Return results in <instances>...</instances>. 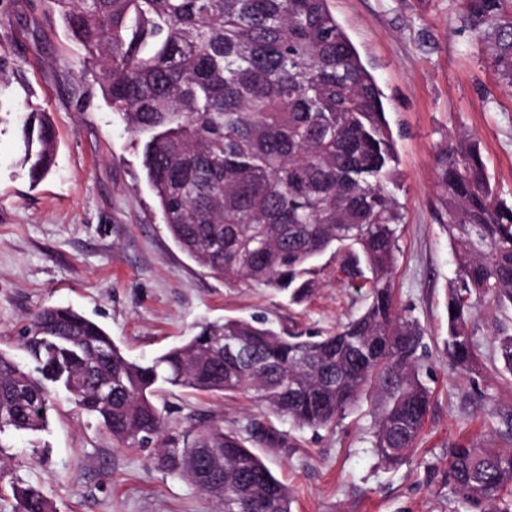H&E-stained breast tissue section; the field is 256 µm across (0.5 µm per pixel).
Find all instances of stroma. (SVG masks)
Wrapping results in <instances>:
<instances>
[{
    "label": "stroma",
    "instance_id": "1",
    "mask_svg": "<svg viewBox=\"0 0 512 512\" xmlns=\"http://www.w3.org/2000/svg\"><path fill=\"white\" fill-rule=\"evenodd\" d=\"M330 8L385 95L397 141L403 214L392 281L397 306L424 331L418 371L431 391L423 434L405 462L372 451L369 401L335 426L297 429L251 395L224 397L166 387L173 427L213 423L249 435L273 426L285 444L250 442L290 488L292 512H471L444 478L448 446L493 438L512 409V378L493 369L496 312L480 305L474 376L448 370V288L455 265L437 210L434 153L448 135L481 139L487 170L512 201V91L498 88L480 48L454 21L456 0H330ZM49 115L57 136L52 170L31 181L18 127L27 112ZM142 141L105 103L97 74L44 0H0V351L21 355L19 336L47 306L72 307L99 323L131 358L148 362L227 318L259 316L274 327L324 336L367 302L358 279L326 252L302 302L248 278L211 274L169 235L142 166ZM155 448H125L99 421L55 398L49 427L16 433L0 452V512L13 490L40 488L56 512H219L189 481L155 463Z\"/></svg>",
    "mask_w": 512,
    "mask_h": 512
}]
</instances>
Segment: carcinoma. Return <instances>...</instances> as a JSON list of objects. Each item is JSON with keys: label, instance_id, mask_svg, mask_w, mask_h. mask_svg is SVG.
I'll return each instance as SVG.
<instances>
[{"label": "carcinoma", "instance_id": "obj_1", "mask_svg": "<svg viewBox=\"0 0 512 512\" xmlns=\"http://www.w3.org/2000/svg\"><path fill=\"white\" fill-rule=\"evenodd\" d=\"M98 69L102 96L145 139L142 165L177 245L215 275L312 291L310 264L331 248L365 277L363 313L326 336L263 320L205 324L149 363L128 359L96 322L70 307L41 309L26 328L30 362L0 352V448L14 432L46 430L64 391L124 447L158 449V465L188 478L222 512H292L286 484L246 440L214 423L172 428L163 384L226 396L251 392L301 428H328L348 406H373V448L395 466L414 449L430 408L415 363L423 330L396 306L392 269L403 216L399 155L376 78L329 0H45ZM459 29L483 45L494 84L512 89V0H459ZM31 178L51 169L56 133L45 116L23 126ZM444 229L456 266L448 289V366L471 373L470 329L495 305L493 365L512 375V204L500 199L470 132L434 154ZM246 346L243 361L233 348ZM448 488L477 512H512V448L448 446ZM17 512H54L34 487Z\"/></svg>", "mask_w": 512, "mask_h": 512}]
</instances>
